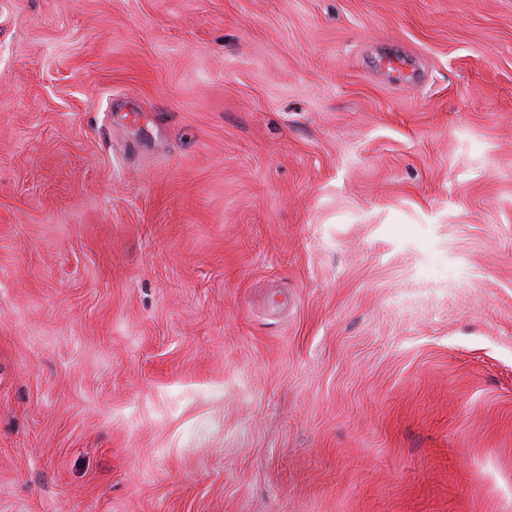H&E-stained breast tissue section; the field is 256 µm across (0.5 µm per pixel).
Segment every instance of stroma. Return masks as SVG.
I'll list each match as a JSON object with an SVG mask.
<instances>
[{"label":"stroma","mask_w":512,"mask_h":512,"mask_svg":"<svg viewBox=\"0 0 512 512\" xmlns=\"http://www.w3.org/2000/svg\"><path fill=\"white\" fill-rule=\"evenodd\" d=\"M0 512H512V0H0Z\"/></svg>","instance_id":"35a3bbf8"}]
</instances>
